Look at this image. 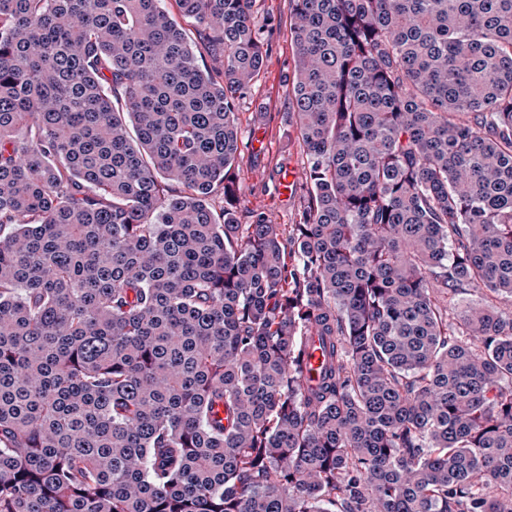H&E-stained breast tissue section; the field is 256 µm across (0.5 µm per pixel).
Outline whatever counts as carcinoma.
<instances>
[{"label":"carcinoma","instance_id":"obj_1","mask_svg":"<svg viewBox=\"0 0 512 512\" xmlns=\"http://www.w3.org/2000/svg\"><path fill=\"white\" fill-rule=\"evenodd\" d=\"M174 2L0 0V512H512V0H289L287 229Z\"/></svg>","mask_w":512,"mask_h":512}]
</instances>
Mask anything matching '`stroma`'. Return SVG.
I'll list each match as a JSON object with an SVG mask.
<instances>
[{"label": "stroma", "mask_w": 512, "mask_h": 512, "mask_svg": "<svg viewBox=\"0 0 512 512\" xmlns=\"http://www.w3.org/2000/svg\"><path fill=\"white\" fill-rule=\"evenodd\" d=\"M257 26L269 38L260 79L237 101V123L248 144L240 176L242 215L265 212L277 224L292 223L301 191L286 193L285 174L300 175L308 157L288 119L289 76L294 45L288 27V0H257Z\"/></svg>", "instance_id": "35a3bbf8"}]
</instances>
